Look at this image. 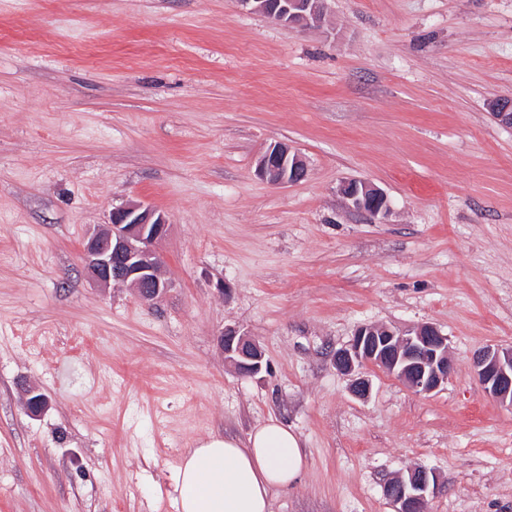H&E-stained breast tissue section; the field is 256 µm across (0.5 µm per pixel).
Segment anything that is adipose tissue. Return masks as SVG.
<instances>
[{"label": "adipose tissue", "instance_id": "obj_1", "mask_svg": "<svg viewBox=\"0 0 512 512\" xmlns=\"http://www.w3.org/2000/svg\"><path fill=\"white\" fill-rule=\"evenodd\" d=\"M307 467L298 435L271 418L246 438L213 435L178 466L180 512H272L276 493Z\"/></svg>", "mask_w": 512, "mask_h": 512}]
</instances>
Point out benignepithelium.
<instances>
[{
    "instance_id": "7a95c632",
    "label": "benign epithelium",
    "mask_w": 512,
    "mask_h": 512,
    "mask_svg": "<svg viewBox=\"0 0 512 512\" xmlns=\"http://www.w3.org/2000/svg\"><path fill=\"white\" fill-rule=\"evenodd\" d=\"M254 13L291 26L307 27L325 16V0H240ZM493 118L512 127V103L501 100L493 105ZM258 175L275 185L302 180L306 164L285 144L269 147L257 163ZM340 194L354 211L372 218L389 211L386 194L369 182L351 179ZM164 215L142 203H129L112 210V221L95 229L85 240L81 258L88 277L101 289L127 284L143 300L154 301L169 288L160 273L161 257L157 244L167 231ZM224 360L240 373L255 376L264 367V353L252 338L233 329L220 336ZM336 368L351 374L367 366H377L403 381L416 393L429 394L448 382L452 366L448 359V336L431 324L406 330L388 326L361 325L351 343L336 352ZM475 374L485 392L512 407V347L489 346L474 358ZM27 411L36 416L46 401L34 389L26 390ZM435 471L420 467L385 486V495L394 512H425L430 494L437 488Z\"/></svg>"
}]
</instances>
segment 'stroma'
<instances>
[{"instance_id":"1","label":"stroma","mask_w":512,"mask_h":512,"mask_svg":"<svg viewBox=\"0 0 512 512\" xmlns=\"http://www.w3.org/2000/svg\"><path fill=\"white\" fill-rule=\"evenodd\" d=\"M512 0H327L289 26L240 0H0V512H179L213 435L275 417L308 466L273 512H512V407L472 357L512 346ZM283 143L306 177L274 185ZM361 179L370 220L338 189ZM162 212L169 288L89 282L114 208ZM436 326L453 370L417 394L381 368L356 398L333 355L363 324ZM265 353L225 362L224 328ZM47 408L30 415L24 392ZM302 157L285 144L270 146L257 163L258 175L275 185H288L302 180L306 175ZM339 192L356 212L377 218L389 211L386 194L369 182L351 179L341 185ZM435 471L420 467L385 486V495L393 503L394 512H425L427 498L437 488Z\"/></svg>"}]
</instances>
